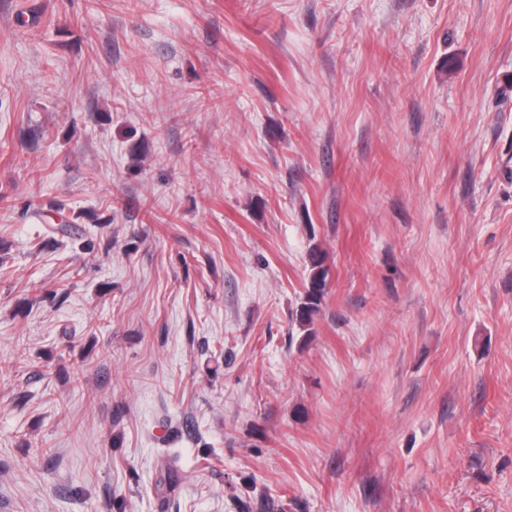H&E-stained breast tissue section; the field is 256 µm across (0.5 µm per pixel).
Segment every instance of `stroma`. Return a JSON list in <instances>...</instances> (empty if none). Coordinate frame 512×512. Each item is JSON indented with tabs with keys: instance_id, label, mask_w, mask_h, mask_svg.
Here are the masks:
<instances>
[{
	"instance_id": "1",
	"label": "stroma",
	"mask_w": 512,
	"mask_h": 512,
	"mask_svg": "<svg viewBox=\"0 0 512 512\" xmlns=\"http://www.w3.org/2000/svg\"><path fill=\"white\" fill-rule=\"evenodd\" d=\"M0 512H512V0H0ZM326 259L319 246L314 245L309 252V272L303 301L297 311L296 319L300 328L307 334H312L314 316L320 310L326 294L329 268L325 265Z\"/></svg>"
}]
</instances>
